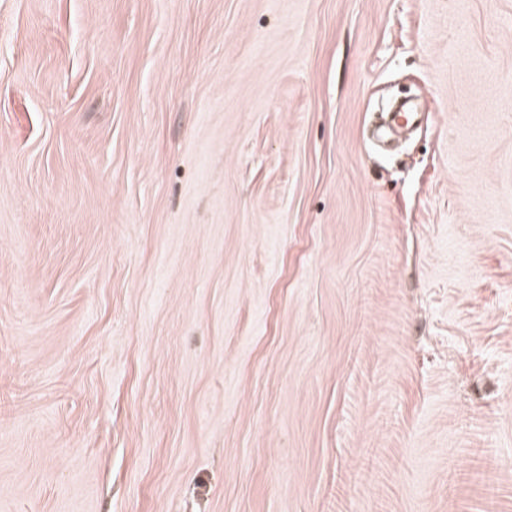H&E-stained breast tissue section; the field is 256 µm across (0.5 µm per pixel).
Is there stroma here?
Segmentation results:
<instances>
[{
    "label": "stroma",
    "instance_id": "35a3bbf8",
    "mask_svg": "<svg viewBox=\"0 0 512 512\" xmlns=\"http://www.w3.org/2000/svg\"><path fill=\"white\" fill-rule=\"evenodd\" d=\"M0 512H512V0H0Z\"/></svg>",
    "mask_w": 512,
    "mask_h": 512
}]
</instances>
